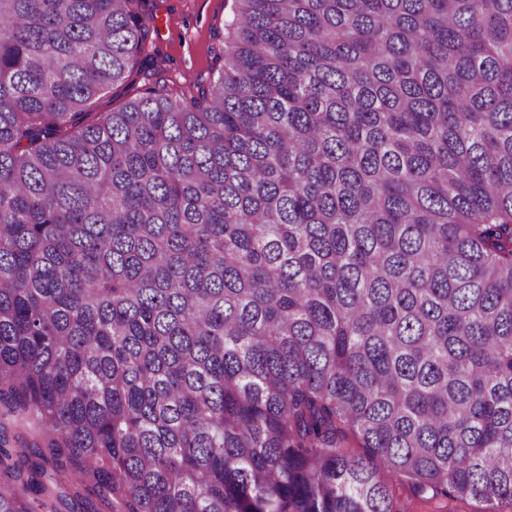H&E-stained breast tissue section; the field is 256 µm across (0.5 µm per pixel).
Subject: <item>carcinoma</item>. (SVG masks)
Masks as SVG:
<instances>
[{"instance_id": "cac0c4a2", "label": "carcinoma", "mask_w": 512, "mask_h": 512, "mask_svg": "<svg viewBox=\"0 0 512 512\" xmlns=\"http://www.w3.org/2000/svg\"><path fill=\"white\" fill-rule=\"evenodd\" d=\"M231 13L97 113L138 0H0V512L512 503V0ZM393 502V509L400 512H489L497 506V503L492 506L491 503L474 499L463 502L444 499L423 501L401 484L394 485Z\"/></svg>"}]
</instances>
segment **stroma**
I'll return each mask as SVG.
<instances>
[{
	"instance_id": "1",
	"label": "stroma",
	"mask_w": 512,
	"mask_h": 512,
	"mask_svg": "<svg viewBox=\"0 0 512 512\" xmlns=\"http://www.w3.org/2000/svg\"><path fill=\"white\" fill-rule=\"evenodd\" d=\"M143 12L153 16L146 50L131 62L124 82L104 91L91 106L94 112L120 110L139 96L148 76H155L167 92L176 98H191L193 82L212 75V49L216 34L223 30L231 15L225 0H142ZM396 512H490V503L470 499L424 501L407 486L395 485Z\"/></svg>"
}]
</instances>
